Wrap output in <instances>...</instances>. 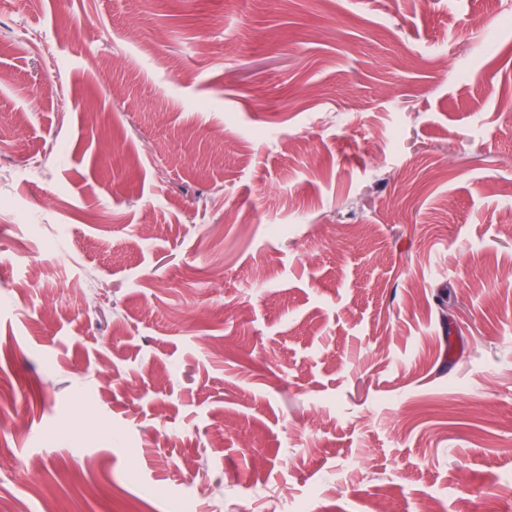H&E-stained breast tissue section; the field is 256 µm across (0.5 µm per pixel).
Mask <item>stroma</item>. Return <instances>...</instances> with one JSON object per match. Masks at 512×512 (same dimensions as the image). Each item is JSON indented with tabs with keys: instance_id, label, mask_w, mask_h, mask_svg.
I'll return each mask as SVG.
<instances>
[{
	"instance_id": "stroma-1",
	"label": "stroma",
	"mask_w": 512,
	"mask_h": 512,
	"mask_svg": "<svg viewBox=\"0 0 512 512\" xmlns=\"http://www.w3.org/2000/svg\"><path fill=\"white\" fill-rule=\"evenodd\" d=\"M503 5L0 0V504L512 512Z\"/></svg>"
}]
</instances>
